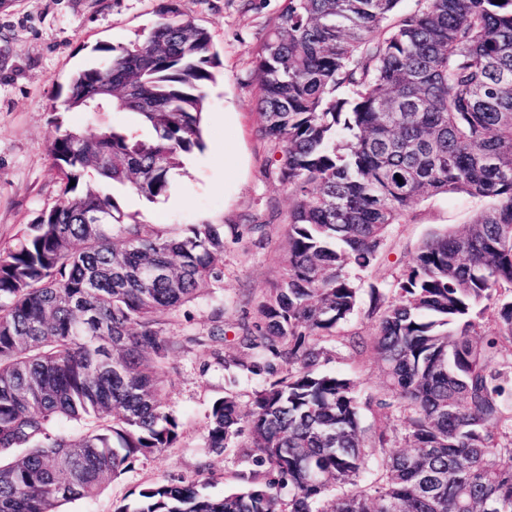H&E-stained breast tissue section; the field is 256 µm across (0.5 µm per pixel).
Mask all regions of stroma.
<instances>
[{
    "instance_id": "1",
    "label": "stroma",
    "mask_w": 512,
    "mask_h": 512,
    "mask_svg": "<svg viewBox=\"0 0 512 512\" xmlns=\"http://www.w3.org/2000/svg\"><path fill=\"white\" fill-rule=\"evenodd\" d=\"M161 0H5L0 5V248L59 198V176L46 151L58 127L94 132L101 123L122 125L126 114L89 116L64 110L61 95L71 75L98 61L97 46L126 45L150 29ZM179 11L211 36L218 56L216 81L207 92L203 150L173 175L169 196L149 202L126 196L124 210L142 224L182 229L188 224H264L269 240L246 233L224 237V279L170 317L184 350L167 361L165 409L180 423V443L136 461L97 495L63 504L59 512H114L153 482L191 483L210 477L220 497L236 485V448L223 454L204 446L207 416L223 397L224 357L231 344L207 336L216 311L235 334L251 320L255 301L285 273L286 231L292 196L277 178V156L259 134V85L252 57L283 0H174ZM232 152H225V144ZM483 203L464 194L421 199L388 230V254L368 269L351 268L361 288L392 281L429 236L470 223ZM325 370L354 376L363 393L383 376L374 357L358 363L346 349Z\"/></svg>"
}]
</instances>
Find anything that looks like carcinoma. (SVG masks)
Segmentation results:
<instances>
[{"label": "carcinoma", "instance_id": "1", "mask_svg": "<svg viewBox=\"0 0 512 512\" xmlns=\"http://www.w3.org/2000/svg\"><path fill=\"white\" fill-rule=\"evenodd\" d=\"M398 2L284 0L271 20L253 63L260 134L294 200L287 269L224 356L228 384L262 379L251 409L225 392L204 436L211 453L239 448L243 487L153 483L115 512H512V0ZM97 51L63 105L130 122L57 130L59 202L0 249V512H57L176 447L165 316L223 281L224 229H264L176 231L123 210L127 193L167 194L205 147L209 33L165 5L143 39ZM448 193L488 206L369 286L371 335L342 332L361 291L348 268ZM333 342L373 351L379 393L322 370ZM363 406L381 410L371 442Z\"/></svg>", "mask_w": 512, "mask_h": 512}]
</instances>
